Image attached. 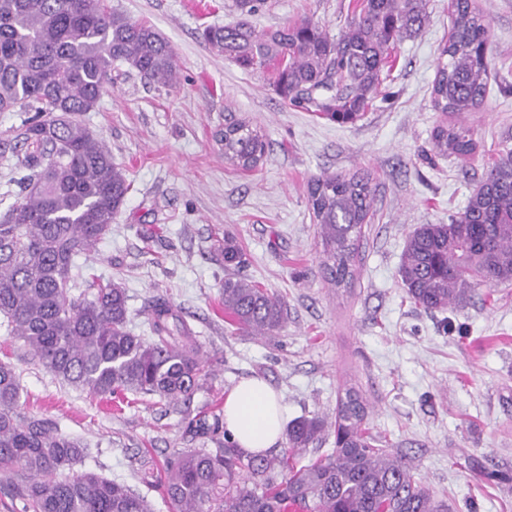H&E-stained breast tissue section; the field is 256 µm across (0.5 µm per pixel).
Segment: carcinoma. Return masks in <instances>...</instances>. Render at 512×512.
Returning <instances> with one entry per match:
<instances>
[{"mask_svg":"<svg viewBox=\"0 0 512 512\" xmlns=\"http://www.w3.org/2000/svg\"><path fill=\"white\" fill-rule=\"evenodd\" d=\"M265 0H235L241 19L206 27L201 37L245 70L277 67L276 91L288 102L338 123L364 115L382 83L396 42L419 33L427 0H358L337 39L302 21L257 32L248 17ZM448 40L431 89L438 112L459 117L485 97L488 21L471 0H455ZM126 65L151 82L179 84L175 53L152 26L115 12L106 0H0V112H26L15 147L19 200L0 216V319L8 335L54 376L94 396L135 392L177 410L201 387V347L162 298L145 310L150 335L127 327L128 296L98 283L79 294L76 258L110 231L131 188L111 150L80 120L97 106L112 69ZM471 125H438L433 156L469 159ZM266 153L260 130L224 122V158L245 171ZM375 185L367 173L321 175L308 206L322 241L324 278H354L357 245L369 223ZM411 303L443 310L466 302L484 283H512V149L485 170L464 209L448 224H417L399 267ZM224 313L255 336L281 331L284 303L242 274L224 278ZM20 376L0 361V467L30 475L19 490L29 512H151L127 485L67 470L86 449L52 422L22 418ZM336 420L288 423L282 454H250L226 436L221 416L187 418V431L214 444L167 462L159 486L169 512H450L406 461L377 447L366 405L348 393ZM334 428L333 453L301 463L306 448Z\"/></svg>","mask_w":512,"mask_h":512,"instance_id":"1","label":"carcinoma"}]
</instances>
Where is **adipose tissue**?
Returning <instances> with one entry per match:
<instances>
[{
	"instance_id": "adipose-tissue-1",
	"label": "adipose tissue",
	"mask_w": 512,
	"mask_h": 512,
	"mask_svg": "<svg viewBox=\"0 0 512 512\" xmlns=\"http://www.w3.org/2000/svg\"><path fill=\"white\" fill-rule=\"evenodd\" d=\"M224 429L239 448L249 453L266 451L281 441L282 406L264 380H245L227 394Z\"/></svg>"
}]
</instances>
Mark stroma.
Listing matches in <instances>:
<instances>
[{"label": "stroma", "instance_id": "obj_1", "mask_svg": "<svg viewBox=\"0 0 512 512\" xmlns=\"http://www.w3.org/2000/svg\"><path fill=\"white\" fill-rule=\"evenodd\" d=\"M153 26L171 45L176 88L136 71L113 70L82 122L104 141L133 187L110 233L82 257L86 280L121 283L129 329L149 335L144 314L166 299L193 329L208 376L188 413L224 410L242 380L269 383L284 421L335 417L339 395L359 391L367 422L389 451L410 460L451 512H512V283L477 287L466 303L429 312L405 298L398 269L417 224H446L466 204L496 154L512 148V0H472L489 22L486 97L467 120L479 147L466 161L428 160L442 113L431 104L448 0H429V20L396 47L373 105L339 124L293 106L273 70L225 60L201 37L236 21L232 0H109ZM355 0H266L257 31L310 21L339 38ZM261 128L267 156L244 171L224 157V120ZM369 173L377 185L349 289L324 280L308 186L323 173ZM242 253L241 271L287 309L272 336H249L224 314V238ZM0 359L21 378V415L44 418L81 440L76 471L128 485L153 512H169L158 472L167 458L207 442L185 430L182 413L157 398L98 400L48 372L0 328Z\"/></svg>", "mask_w": 512, "mask_h": 512}]
</instances>
